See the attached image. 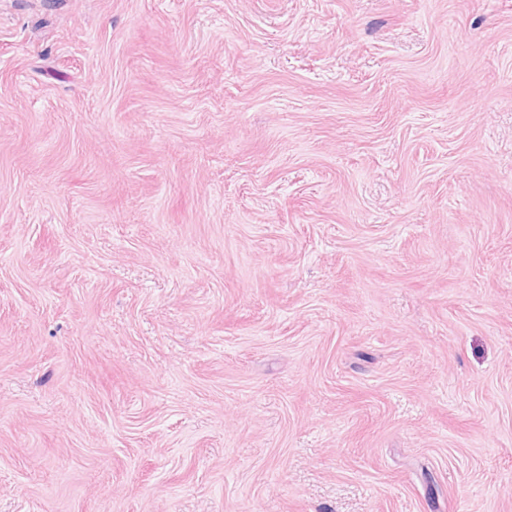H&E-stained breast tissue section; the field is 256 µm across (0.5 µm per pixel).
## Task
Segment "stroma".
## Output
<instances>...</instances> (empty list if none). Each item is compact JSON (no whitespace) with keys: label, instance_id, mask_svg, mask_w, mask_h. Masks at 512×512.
<instances>
[{"label":"stroma","instance_id":"1","mask_svg":"<svg viewBox=\"0 0 512 512\" xmlns=\"http://www.w3.org/2000/svg\"><path fill=\"white\" fill-rule=\"evenodd\" d=\"M0 512H512V0H0Z\"/></svg>","mask_w":512,"mask_h":512}]
</instances>
